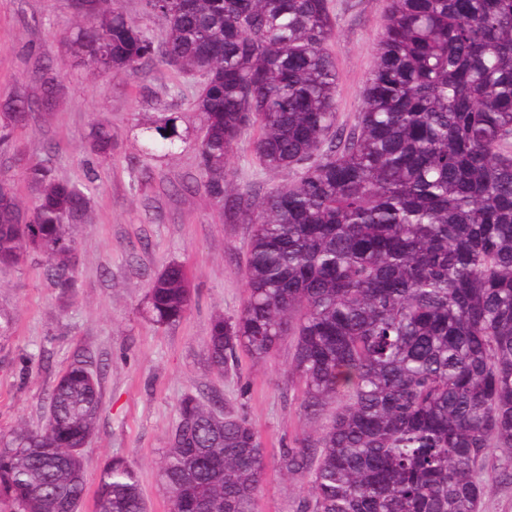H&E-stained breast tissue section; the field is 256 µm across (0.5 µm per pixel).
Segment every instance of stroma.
Masks as SVG:
<instances>
[{"instance_id": "obj_1", "label": "stroma", "mask_w": 512, "mask_h": 512, "mask_svg": "<svg viewBox=\"0 0 512 512\" xmlns=\"http://www.w3.org/2000/svg\"><path fill=\"white\" fill-rule=\"evenodd\" d=\"M331 7L337 16L328 44L338 74L337 124L348 131L389 0H331ZM73 21L71 0H0V102L39 98L43 63L60 86L52 110L33 113L15 130L11 148L0 152V178L29 206L36 194L24 170L32 163L46 162L76 183L95 176L97 185L88 220L75 235L73 293L55 288L37 255L0 270V309L14 317L9 335L0 336V436L20 425H45L51 388L84 351L103 374L104 408L84 450L89 496L83 512H93L99 471L115 455L138 469L149 512H168L159 458L187 394L222 396L224 407L243 415L260 437L267 467L257 512H298L307 479L283 477L276 460L316 422L306 415L290 374L292 338L265 361L242 358L238 370L225 375L212 369L204 348L211 316L241 310L252 227L225 223L206 200L193 146L175 159H160L145 151L140 133L159 106L188 112L201 78L161 63L143 75L98 73L79 63L65 42ZM175 84L183 98L169 96ZM98 121L110 125L115 138L106 159L89 149ZM229 177L264 191L294 179L290 172L261 169L245 142L229 160ZM171 263L185 269L193 302L179 324L159 326L144 312L146 295Z\"/></svg>"}]
</instances>
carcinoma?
<instances>
[{"mask_svg":"<svg viewBox=\"0 0 512 512\" xmlns=\"http://www.w3.org/2000/svg\"><path fill=\"white\" fill-rule=\"evenodd\" d=\"M156 40L122 0H72L66 39L100 73L155 64L202 78L206 199L250 224L239 314L210 322L220 374L294 337L290 370L305 411L328 423L280 450L279 471L308 479L299 512H480L488 482L512 474V0H391L354 128L336 126L330 0H142ZM35 105L0 107V150ZM183 117L161 112L145 149L174 157ZM267 170L296 179L263 193L228 178L249 131ZM90 150L112 154L97 121ZM26 206L0 180V266L42 256L73 285L74 228L93 187L26 167ZM172 263L151 283L159 325L190 309ZM103 410L101 374L76 357L57 379L40 430L0 440V512H81L82 449ZM265 448L218 401L184 398L159 473L171 512H256ZM95 512H148L139 473L110 459Z\"/></svg>","mask_w":512,"mask_h":512,"instance_id":"1","label":"carcinoma"}]
</instances>
